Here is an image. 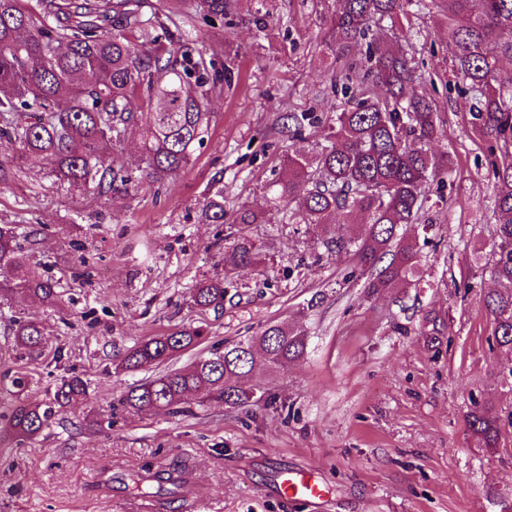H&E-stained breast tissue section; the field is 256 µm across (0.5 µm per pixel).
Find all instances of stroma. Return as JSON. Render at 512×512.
<instances>
[{
	"mask_svg": "<svg viewBox=\"0 0 512 512\" xmlns=\"http://www.w3.org/2000/svg\"><path fill=\"white\" fill-rule=\"evenodd\" d=\"M336 0H239L224 30L198 22L185 36L224 67L204 144L180 175L149 183L137 139L115 154L132 176L112 198L61 186L46 165L0 139V224L38 229L36 272L55 283V306L0 300V382L26 373L22 397L42 401L62 377L89 383L86 399L33 440L0 445V512H512V355L493 349L482 297L496 239V190L487 142L470 126L473 96L455 75L448 22L413 8L408 52L419 88L444 134L431 145L452 170L428 187L415 286L371 292L344 280L348 256L327 258L305 225L271 209L270 186L292 151L317 153L330 113L362 84L336 80L331 18ZM303 118L288 131L289 114ZM224 186L226 215L268 211L266 224H206L202 203ZM260 245L253 268L230 273L236 234ZM230 274L218 312L190 301L206 276ZM41 323L40 355L16 349L17 318ZM287 323L307 353L251 384L271 404L213 405L190 417L116 416L90 430L140 373L114 375L112 360L146 338L200 326L205 348ZM497 419L495 447H477L465 425L472 399ZM304 472L326 487L317 501H284L282 473Z\"/></svg>",
	"mask_w": 512,
	"mask_h": 512,
	"instance_id": "obj_1",
	"label": "stroma"
}]
</instances>
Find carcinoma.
I'll return each instance as SVG.
<instances>
[{
	"mask_svg": "<svg viewBox=\"0 0 512 512\" xmlns=\"http://www.w3.org/2000/svg\"><path fill=\"white\" fill-rule=\"evenodd\" d=\"M237 0H0V138L22 154L41 159L63 185L90 188L100 196L129 191L125 168L109 160L122 150L127 134H140L145 178H175L203 145L210 127L208 106L224 87V68L206 62L182 38L180 24L196 17L224 23ZM331 29L336 38L339 75L351 81L358 68L354 44L371 26L407 17L412 0H336ZM452 33L455 72L478 99L472 130L491 142L497 188V229L491 277L498 288L483 296L493 318L495 346L512 352V86L497 79L500 59H512V0H442ZM368 86L329 125V144L314 156L290 153L287 172L272 185V200L289 220L316 231L333 221L366 216L364 236L322 241L327 252L355 260L346 278L364 276L367 288L384 291L411 284L419 269L416 244L405 236L428 201L429 182L447 173L450 160L425 146L442 135L437 113L415 87L414 68L398 41L367 43ZM141 107L133 108L136 99ZM201 214L209 224L224 223V189L205 198ZM265 214L237 210L234 224H265ZM22 235L14 224H0V296L54 305L58 292L36 274ZM259 247L241 235L232 244L234 266H254ZM386 266H381L386 256ZM225 279L204 278L191 295L201 312L224 308ZM14 344L28 354L43 341L40 323L19 318ZM202 327H181L129 347L112 362L114 373H136L198 347ZM307 352L304 334L280 323L257 336L215 347L183 369L140 380L113 397L110 416L165 412L190 416L212 404L246 406L243 383L257 358L272 371ZM78 375L61 379L44 403L12 399L0 391V419L11 435L39 436L55 417L87 395ZM470 435L485 448L498 441L499 426L480 401L466 415Z\"/></svg>",
	"mask_w": 512,
	"mask_h": 512,
	"instance_id": "carcinoma-1",
	"label": "carcinoma"
}]
</instances>
